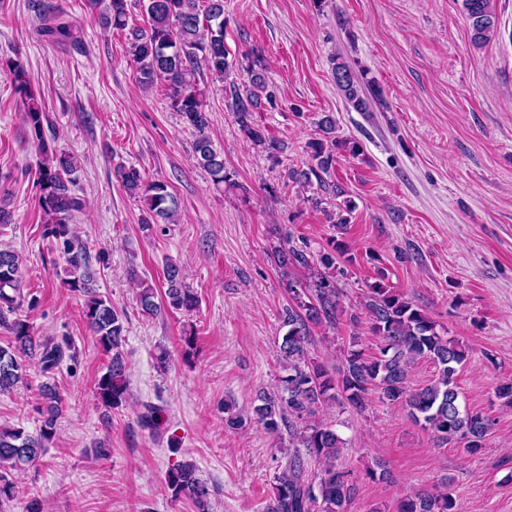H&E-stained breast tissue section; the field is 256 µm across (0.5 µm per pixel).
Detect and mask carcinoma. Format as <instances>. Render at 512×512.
I'll list each match as a JSON object with an SVG mask.
<instances>
[{"label":"carcinoma","mask_w":512,"mask_h":512,"mask_svg":"<svg viewBox=\"0 0 512 512\" xmlns=\"http://www.w3.org/2000/svg\"><path fill=\"white\" fill-rule=\"evenodd\" d=\"M143 7L148 26L129 25L127 0H108L105 25L128 31L131 61L139 84L147 89L158 82L166 85L172 109L184 123L195 129L197 164L207 171L214 184L243 189L225 171L224 157L205 135L208 118L204 91L197 73L205 70L211 78L225 81L233 69L224 45V0H147ZM468 21L471 43L479 49L497 35L492 0H462ZM45 34L60 41L73 38L68 23H45ZM10 80L24 106V119L38 143L42 161L37 174L38 204L43 213L45 236L66 262L63 286L84 297L83 314L97 344L109 357L105 372L95 382L96 397L105 410L122 405L128 396L127 362L122 346L125 342L124 312L98 292L97 271L91 254L71 220L85 208L84 199L75 193L77 160L59 153L43 136L46 113L29 83L23 62L16 58L0 70ZM249 84L230 87L231 105L236 122L256 146L279 150L264 130L252 123V114L262 105L266 94L264 65L259 55H252L247 67ZM332 74L346 103L356 112H369L380 100L376 84L356 72L348 63L333 59ZM320 131L331 139L309 143L312 163L306 170L295 171L292 178L305 184L311 177L329 171L335 164L336 120L326 115L319 121ZM126 192L144 202L148 218L145 226L175 223L177 206L159 181H147L139 169L123 167L117 171ZM282 269L301 267L309 279L288 280L292 303L283 316L288 331L278 345L277 356L285 375L273 392H262L253 416L269 434L282 435L288 430L294 452L287 466L274 477L273 497L268 512H349L356 495L350 471L336 464L344 441L328 423L316 419L324 406L347 405L361 411L369 397L404 407L411 420L428 430L439 446L452 442L463 444L466 453L481 452L493 420L474 411L461 409L456 383L458 367L468 356L466 347L448 330L400 292L381 283L369 286L365 308L370 328L379 339L378 353L367 355L350 348L344 354L342 368L333 372L309 354L313 327L336 328L343 313L338 288V259L351 261L346 249L331 239L328 247L312 254L308 247L292 245L285 236L275 250ZM130 278L139 283L137 305L142 314L158 316L165 310L190 312L199 306L197 293L186 282L180 267L169 264L164 270V293L158 295L152 283L140 271L130 269ZM35 299L25 300L22 259L14 250H0V327L11 334V343L0 346V392H7L25 379L29 363L43 374L54 372L66 352L59 343L42 341L34 336L23 305L33 306ZM427 358L437 369L428 384L414 388L408 381L412 364ZM64 398L55 383L39 386L35 411L39 429L29 433L21 427L0 426V505L13 498L10 476L34 468L52 443ZM162 409L147 406L140 415L142 425L158 434ZM322 468L318 481L306 478L308 461ZM165 483L174 497L191 499L197 512H208L209 489L195 467L182 464L167 471ZM399 512H457L456 500L448 491V482L429 490H419L401 501Z\"/></svg>","instance_id":"1"}]
</instances>
